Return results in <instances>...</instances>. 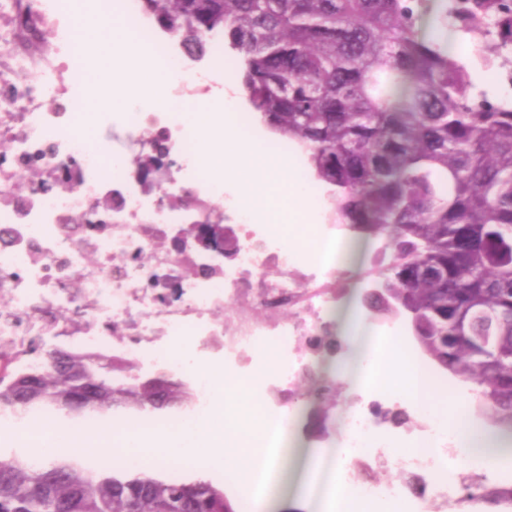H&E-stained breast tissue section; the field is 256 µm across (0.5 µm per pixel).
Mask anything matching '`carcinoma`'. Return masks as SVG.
<instances>
[{"label":"carcinoma","mask_w":512,"mask_h":512,"mask_svg":"<svg viewBox=\"0 0 512 512\" xmlns=\"http://www.w3.org/2000/svg\"><path fill=\"white\" fill-rule=\"evenodd\" d=\"M453 0L445 16L512 46V0ZM429 0H142L193 54L224 34L241 96L272 132L305 148L336 223L381 241L366 305L408 315L439 367L475 385L492 424L512 431V105L473 92L448 42L424 39ZM0 347V410L70 421L118 409L148 415L192 403L178 382L167 405L141 381L97 369L94 352L12 371ZM37 380L18 398L17 380ZM99 381V404L74 402ZM459 502L507 512L512 487L475 480ZM232 512L212 479L158 477L137 463H84L64 454L0 460V512Z\"/></svg>","instance_id":"cac0c4a2"}]
</instances>
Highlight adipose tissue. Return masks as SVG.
Masks as SVG:
<instances>
[{
    "label": "adipose tissue",
    "mask_w": 512,
    "mask_h": 512,
    "mask_svg": "<svg viewBox=\"0 0 512 512\" xmlns=\"http://www.w3.org/2000/svg\"><path fill=\"white\" fill-rule=\"evenodd\" d=\"M82 45L98 61L102 75L112 76L121 89L113 94L99 93L92 111L124 108V86L131 85L154 98H163L165 85L174 74L159 68L134 44L129 25L115 21L105 32L91 23L83 24ZM232 100L225 99L196 109L192 121L202 133L198 149L201 168L216 190H223L225 174H233L244 188L250 209L267 212L274 231L290 225L288 245L300 248L314 223L317 209L306 191L295 163L290 157L266 149L259 139L240 130L230 113ZM343 333L360 348L356 361L346 362L342 375L350 384L368 380L373 387L407 395L415 403L416 413L434 418L440 425H451L460 448L459 461L464 466L490 467L512 456L498 438L485 433L472 421L464 407H452V391L437 390L419 371L414 358L399 337L378 340L357 306H349L338 316Z\"/></svg>",
    "instance_id": "obj_1"
}]
</instances>
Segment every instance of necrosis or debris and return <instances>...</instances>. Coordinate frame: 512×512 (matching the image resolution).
Wrapping results in <instances>:
<instances>
[{"label":"necrosis or debris","instance_id":"obj_1","mask_svg":"<svg viewBox=\"0 0 512 512\" xmlns=\"http://www.w3.org/2000/svg\"><path fill=\"white\" fill-rule=\"evenodd\" d=\"M22 3L32 27L50 34L36 54L27 49L32 27L18 21ZM84 18L104 30L124 20L141 50L175 63L182 76L169 84V101L202 102L224 74L222 39L212 38L207 61L197 64L154 26L141 0H0V345L12 350L20 369L32 363V344L48 348L64 340L83 350H111L113 359L139 368L163 366L191 381L193 361L172 353L178 337H193L207 359L244 377L259 364L260 347L274 345L285 363L261 394L296 426L294 393L317 363L308 341L335 333V225H314L310 240L322 245L321 255L300 259L242 209L232 180L220 192L208 185L197 161V130L177 122L166 105L133 95L119 115L88 111L94 73L77 42ZM18 74L26 76L25 85L15 82ZM106 120L120 128L108 144L92 136ZM145 151L172 162L155 191L136 176L133 158ZM29 163L61 187L18 196L17 177ZM107 184L116 196L103 209L99 190ZM186 190L196 214L223 224V254L165 248L184 226L169 199ZM227 303L230 315L216 319ZM354 393L342 435L349 449L342 485L380 512L397 502L404 512H441L456 480L454 433L426 418L413 430L386 431L378 408L389 403L406 411L409 403L366 383ZM400 447L405 455H397ZM390 460L399 473L422 480L425 494L371 478Z\"/></svg>","mask_w":512,"mask_h":512}]
</instances>
